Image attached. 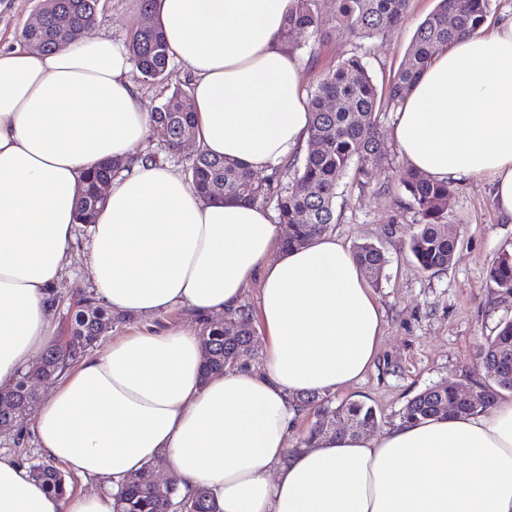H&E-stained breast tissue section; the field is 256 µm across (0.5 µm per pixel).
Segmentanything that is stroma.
Wrapping results in <instances>:
<instances>
[{
    "mask_svg": "<svg viewBox=\"0 0 512 512\" xmlns=\"http://www.w3.org/2000/svg\"><path fill=\"white\" fill-rule=\"evenodd\" d=\"M40 0H0V48L21 44L22 30L32 24ZM437 0H414L412 13L386 37L368 40L366 61L378 86L387 85L403 61L417 25ZM146 21L140 0H101L93 26L113 42L127 46ZM306 92H313L321 70L349 56L356 39L330 32L323 42L297 38ZM340 216L330 232L348 248L372 241L382 245L388 263L372 293L383 310V336L377 362L358 384L331 397L333 404L361 400L373 406L381 426L399 419L407 401L441 382L465 385L484 377L477 364L479 346L500 322L512 320V295L501 294L486 276L491 259L512 251V223L498 216L486 179L456 184L448 198V222L457 232L448 270H417L408 244L416 230L411 213L393 199L365 192L352 176L343 178L336 197Z\"/></svg>",
    "mask_w": 512,
    "mask_h": 512,
    "instance_id": "1",
    "label": "stroma"
}]
</instances>
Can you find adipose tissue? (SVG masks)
Returning a JSON list of instances; mask_svg holds the SVG:
<instances>
[{"mask_svg": "<svg viewBox=\"0 0 512 512\" xmlns=\"http://www.w3.org/2000/svg\"><path fill=\"white\" fill-rule=\"evenodd\" d=\"M295 0H155L170 57L192 75L196 148L256 173L310 139L301 63L279 35ZM125 50L86 35L49 51L0 48V389L53 336V292L79 232L89 282L113 314L175 309L203 321L259 282L266 359L204 376L196 331L151 328L55 378L32 429L47 457L120 484L161 462L215 512H512V398L475 414L336 430L294 448L307 393L373 368L383 313L353 253L329 234L292 249L265 207L205 199L162 163L113 178L91 224L86 174L134 158L150 114ZM404 162L438 181L486 177L512 221V16L444 47L397 113ZM0 512H113L109 489L53 493L0 451Z\"/></svg>", "mask_w": 512, "mask_h": 512, "instance_id": "1", "label": "adipose tissue"}]
</instances>
